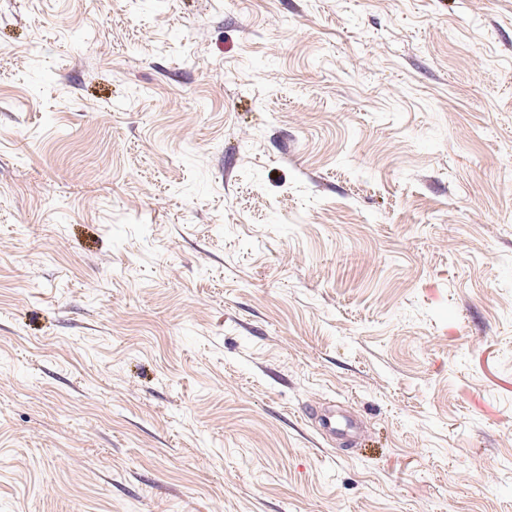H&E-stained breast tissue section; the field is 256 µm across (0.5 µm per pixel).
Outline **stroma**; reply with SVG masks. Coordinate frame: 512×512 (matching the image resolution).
I'll return each mask as SVG.
<instances>
[{
    "instance_id": "1",
    "label": "stroma",
    "mask_w": 512,
    "mask_h": 512,
    "mask_svg": "<svg viewBox=\"0 0 512 512\" xmlns=\"http://www.w3.org/2000/svg\"><path fill=\"white\" fill-rule=\"evenodd\" d=\"M0 512H512V0H0ZM315 420L323 434L335 439L336 435L356 438L362 429L361 423L351 417H336V408H320L315 411Z\"/></svg>"
}]
</instances>
